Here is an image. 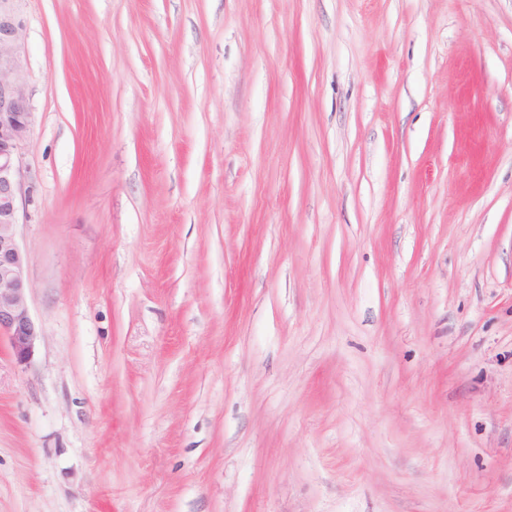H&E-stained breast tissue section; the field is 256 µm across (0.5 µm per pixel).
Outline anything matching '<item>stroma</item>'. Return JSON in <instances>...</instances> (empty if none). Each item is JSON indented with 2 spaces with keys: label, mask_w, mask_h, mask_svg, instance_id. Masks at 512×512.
<instances>
[{
  "label": "stroma",
  "mask_w": 512,
  "mask_h": 512,
  "mask_svg": "<svg viewBox=\"0 0 512 512\" xmlns=\"http://www.w3.org/2000/svg\"><path fill=\"white\" fill-rule=\"evenodd\" d=\"M0 512H512V0H25Z\"/></svg>",
  "instance_id": "stroma-1"
}]
</instances>
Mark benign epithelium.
Segmentation results:
<instances>
[{
    "instance_id": "1",
    "label": "benign epithelium",
    "mask_w": 512,
    "mask_h": 512,
    "mask_svg": "<svg viewBox=\"0 0 512 512\" xmlns=\"http://www.w3.org/2000/svg\"><path fill=\"white\" fill-rule=\"evenodd\" d=\"M24 0H0V339L14 360L28 364L41 329L33 319L27 295L28 256L17 226L22 192L20 157L34 120L29 94L27 18Z\"/></svg>"
}]
</instances>
